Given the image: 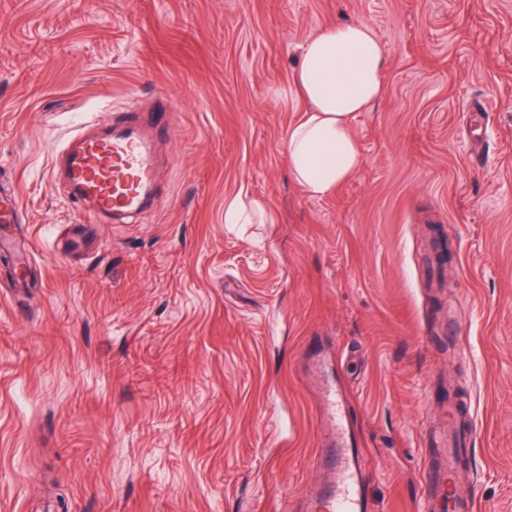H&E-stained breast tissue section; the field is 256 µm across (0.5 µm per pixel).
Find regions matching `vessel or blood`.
<instances>
[{
    "mask_svg": "<svg viewBox=\"0 0 512 512\" xmlns=\"http://www.w3.org/2000/svg\"><path fill=\"white\" fill-rule=\"evenodd\" d=\"M168 133L157 116L138 112L112 121L95 134H79L66 146L62 179L69 196L96 218L112 220L141 214L159 195L157 146ZM16 192L0 193V228L22 223ZM330 416L338 437H347L349 418L335 382L325 384ZM461 453L456 434H449L446 468L427 469L424 476L426 512L447 500L450 512H476L474 495L459 493L454 484ZM318 460L333 479L310 499V512H368L357 468L356 453L328 442Z\"/></svg>",
    "mask_w": 512,
    "mask_h": 512,
    "instance_id": "vessel-or-blood-1",
    "label": "vessel or blood"
}]
</instances>
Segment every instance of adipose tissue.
I'll return each instance as SVG.
<instances>
[{
  "instance_id": "ef3b65f1",
  "label": "adipose tissue",
  "mask_w": 512,
  "mask_h": 512,
  "mask_svg": "<svg viewBox=\"0 0 512 512\" xmlns=\"http://www.w3.org/2000/svg\"><path fill=\"white\" fill-rule=\"evenodd\" d=\"M386 59L366 24L329 26L300 49L294 73L306 103L304 118L288 132V170L314 198L334 192L362 165L353 121L383 92Z\"/></svg>"
}]
</instances>
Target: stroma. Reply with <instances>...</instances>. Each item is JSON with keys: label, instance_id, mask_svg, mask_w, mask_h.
<instances>
[{"label": "stroma", "instance_id": "stroma-1", "mask_svg": "<svg viewBox=\"0 0 512 512\" xmlns=\"http://www.w3.org/2000/svg\"><path fill=\"white\" fill-rule=\"evenodd\" d=\"M364 23L384 92L315 199L276 104L297 47ZM170 105L161 194L92 223L51 168L87 120ZM0 512H289L342 382L373 512H422L449 402L462 491L512 512V0H0ZM263 200L269 224H228ZM0 224L3 231L11 229V225L23 224V212L15 191L0 193ZM272 220L265 203L258 199L236 200L224 207V221L228 224H269L266 222Z\"/></svg>", "mask_w": 512, "mask_h": 512}]
</instances>
